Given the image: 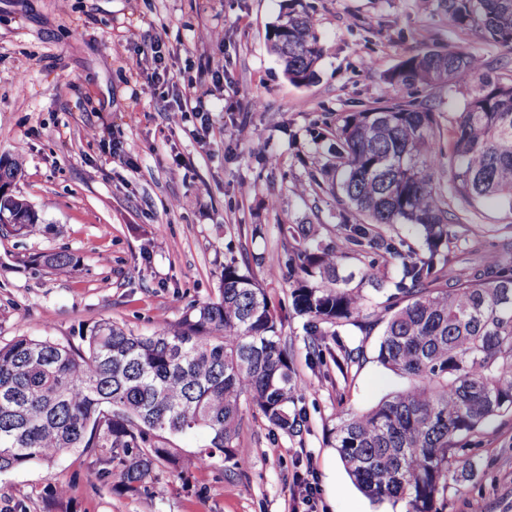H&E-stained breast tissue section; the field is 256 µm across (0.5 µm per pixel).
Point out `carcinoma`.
Masks as SVG:
<instances>
[{
  "label": "carcinoma",
  "instance_id": "obj_1",
  "mask_svg": "<svg viewBox=\"0 0 512 512\" xmlns=\"http://www.w3.org/2000/svg\"><path fill=\"white\" fill-rule=\"evenodd\" d=\"M448 22L478 29L512 50V0H439ZM272 53L296 85L317 76L324 48L308 13L293 9L269 33ZM398 95L348 113L331 133L332 187L362 218L343 225L345 246L400 258L395 278L361 273L377 294L394 292L383 314L365 313L367 296L340 273L336 246L314 224H281L293 310L306 317L311 359L330 354L338 368L359 360L326 337L337 328L382 325L377 361L408 380L375 406L351 412L329 429L353 484L373 503H402L405 512H445L448 473L471 465L465 439L489 419L512 412V242L489 261L478 242L461 259L449 227L460 217L447 194L512 209V81L492 79L483 60L458 46L402 60L388 75ZM446 85L465 92L449 144L428 100L401 91ZM448 150V187L436 177ZM21 155L0 156V236L26 237L38 210L14 193ZM417 228L419 248L403 253L385 231ZM64 272L65 251L42 255ZM318 277L320 287L309 285ZM267 289L232 258L215 297L180 321L136 334L101 320L66 344L17 336L0 344V472L49 466L81 448L98 456V473L137 496L162 466L186 464L170 438L202 432L193 453L200 469L220 461L239 469L237 441L248 401L269 427L299 436L307 424L297 407L301 383L283 341Z\"/></svg>",
  "mask_w": 512,
  "mask_h": 512
}]
</instances>
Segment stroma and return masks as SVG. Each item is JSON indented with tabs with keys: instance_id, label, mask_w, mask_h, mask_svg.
I'll list each match as a JSON object with an SVG mask.
<instances>
[{
	"instance_id": "obj_1",
	"label": "stroma",
	"mask_w": 512,
	"mask_h": 512,
	"mask_svg": "<svg viewBox=\"0 0 512 512\" xmlns=\"http://www.w3.org/2000/svg\"><path fill=\"white\" fill-rule=\"evenodd\" d=\"M324 45L317 79L288 81L268 34L295 4ZM223 32L202 39L206 29ZM466 46L495 78L512 80V51L449 24L436 0H0V155L22 152L14 185L42 214L39 231L0 238V343L20 335L77 341L103 319L137 333L179 321L213 298L226 259L250 261L283 301L307 427L272 431L244 406L238 449L247 465L158 471L141 495L96 479L89 453L52 467L0 473V512H382L349 481L328 430L340 413L376 405L404 380L377 361L380 328H339L361 351L340 375L311 363L305 319L287 299L282 224H316L341 241L353 216L330 189L335 164L320 135L387 97L388 72L428 49ZM210 90L198 111L196 87ZM185 111L179 125L168 113ZM248 127L251 140L239 139ZM457 249L512 238V210L449 196ZM66 251L57 272L35 263ZM468 476L453 474L446 512H512V413L467 438ZM69 486L55 493L54 480ZM313 483L295 496L297 478Z\"/></svg>"
}]
</instances>
